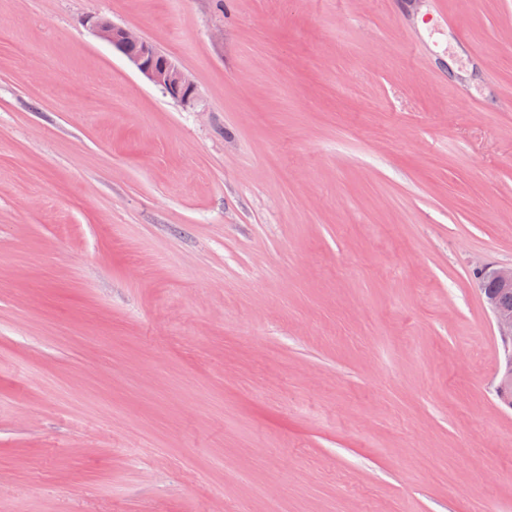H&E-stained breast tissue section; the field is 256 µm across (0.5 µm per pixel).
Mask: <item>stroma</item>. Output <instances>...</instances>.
Listing matches in <instances>:
<instances>
[{"label":"stroma","instance_id":"35a3bbf8","mask_svg":"<svg viewBox=\"0 0 512 512\" xmlns=\"http://www.w3.org/2000/svg\"><path fill=\"white\" fill-rule=\"evenodd\" d=\"M482 266L512 0H0V512H512ZM82 23L89 25L99 39L112 44L121 53L129 44L140 45L142 50L139 55L131 56L138 52L139 48L135 45L126 47V54L130 55L123 54L148 81L162 89L166 95L184 106L193 104L196 98L195 84L140 33L96 15L86 16Z\"/></svg>","mask_w":512,"mask_h":512}]
</instances>
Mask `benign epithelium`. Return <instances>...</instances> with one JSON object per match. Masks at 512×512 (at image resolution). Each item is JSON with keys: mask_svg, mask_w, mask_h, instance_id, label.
<instances>
[{"mask_svg": "<svg viewBox=\"0 0 512 512\" xmlns=\"http://www.w3.org/2000/svg\"><path fill=\"white\" fill-rule=\"evenodd\" d=\"M83 24L89 26L94 34L101 40L112 44V47L124 51L129 44L141 46V53L128 56V60L151 83L184 106L193 104L196 98V86L189 77L179 69L166 55L159 52L156 47L146 40L137 31L117 25L107 19L96 15H88ZM498 336L504 340L512 339V306L502 305L495 301L486 303ZM502 376L499 381L497 393L500 397H508L512 390V358L508 357L500 366Z\"/></svg>", "mask_w": 512, "mask_h": 512, "instance_id": "benign-epithelium-1", "label": "benign epithelium"}]
</instances>
